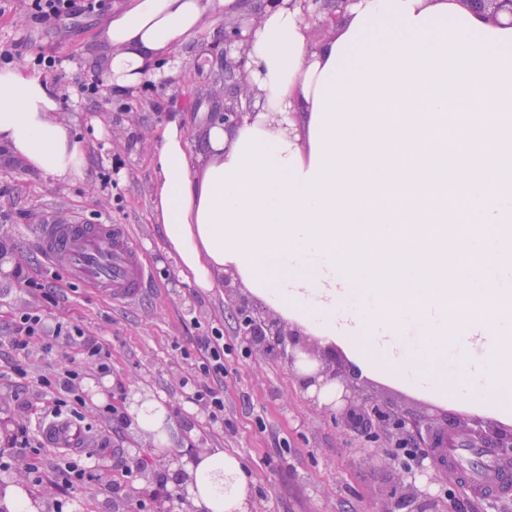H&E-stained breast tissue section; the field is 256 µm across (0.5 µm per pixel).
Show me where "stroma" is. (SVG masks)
<instances>
[{
	"mask_svg": "<svg viewBox=\"0 0 512 512\" xmlns=\"http://www.w3.org/2000/svg\"><path fill=\"white\" fill-rule=\"evenodd\" d=\"M104 21L100 14L38 25L28 20L20 0H0V43L16 44L14 66L29 73L37 54L59 56L61 66L42 72V79L73 97L80 86L95 83L108 101L102 109L87 100L60 114L89 146L83 176L47 179L0 155V266H14L8 273L0 269V340L11 336L16 316L38 310L46 331L59 323L76 325L112 352L110 373L85 371L81 382L80 452L96 460L98 479L76 490L69 512H155L142 492L145 480L114 468L116 450L145 459L156 483L183 493L187 485L174 481L169 456L191 458L211 448L233 453L249 469L252 512H383L408 466L439 512H512V497H476L445 476L433 458L416 460L413 449L391 461L387 438L366 442L312 401L283 360L248 350L236 334L225 292L204 294L178 277L173 259L160 248L151 212L152 153L172 112L182 113L192 135L199 113L223 112L224 97L210 80L224 65V18L213 17L211 26L187 38L167 77L145 80L126 94L112 92L95 63ZM104 218L129 226L139 259L151 272L140 302L109 303L95 288L64 274L57 275L55 299L28 290L24 276L56 274L41 255L37 225ZM217 333L225 345L220 423L197 399L204 382L197 340ZM22 365L28 377L21 381L8 354H0V431L10 432L23 421L38 434L46 420L34 379L64 367L83 369L84 363L77 349L59 338L51 354L33 349ZM364 386L410 412L427 413L440 404L385 376L365 378ZM137 393L163 398L175 426L170 447H154L128 427L113 432L105 423L106 405L126 410ZM10 484L20 486L39 512H50V496L35 483L26 460L0 466V490Z\"/></svg>",
	"mask_w": 512,
	"mask_h": 512,
	"instance_id": "stroma-1",
	"label": "stroma"
}]
</instances>
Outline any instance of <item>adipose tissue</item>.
I'll return each mask as SVG.
<instances>
[{"label":"adipose tissue","instance_id":"obj_1","mask_svg":"<svg viewBox=\"0 0 512 512\" xmlns=\"http://www.w3.org/2000/svg\"><path fill=\"white\" fill-rule=\"evenodd\" d=\"M239 6L238 0H128L111 13L102 33L105 50L100 63L109 85L124 93L144 79L158 78L155 60L170 56L185 39L202 31L209 15ZM463 19L478 24L480 33L496 42L512 43V26L495 25L463 7L459 0H356L347 18L318 46H311L296 13L280 8L266 13L248 46L256 67L255 80L263 111L232 129L205 122L196 142H189L181 114L166 123L152 156L155 173L152 214L161 226L165 252L174 258L177 273L190 285L211 291L224 285L225 273L246 283L234 259L211 254L203 232L204 188L207 177L219 167L230 166L241 134L261 132L277 143L276 163L298 155L299 171L315 165V104L324 78L354 54L356 44L370 37L380 24L391 30L407 26L430 33L438 20ZM487 90L468 91L475 107H447L445 99L423 91L421 106L412 113L434 123V133L423 135V147L440 142L462 153L469 124L491 128L499 120L512 119L511 110H498L487 100ZM399 94L379 99L378 109L391 122L406 119L410 111L399 106ZM58 92L42 77L17 69L0 71V145L6 146L22 168L46 178L67 179L83 175L87 165L85 142L72 132L69 122L56 118ZM451 125H443V118ZM339 253V241L327 239L321 255L304 254L295 246L279 256L266 250V267H278L277 282L263 286L259 301L283 320L296 325L320 344H346L361 375L382 369L406 386L426 389L467 406L480 416L503 417L512 424V399L506 388L488 389L486 376L460 382L459 345L446 356L428 359L419 344V326L411 324L402 338H395L388 323L413 307L419 319L437 318L450 323L455 316L472 313L488 321L502 318L512 335V301L495 296L455 298L448 304H430L422 298L383 299L361 297L358 287L334 273L328 259ZM381 312L385 326L373 338L363 336L355 313L359 307ZM132 429L151 438L155 447L169 446L172 423L160 399L133 396L129 405ZM186 483L195 512H250L248 476L239 458L221 448L198 454L186 467Z\"/></svg>","mask_w":512,"mask_h":512}]
</instances>
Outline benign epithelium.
Returning a JSON list of instances; mask_svg holds the SVG:
<instances>
[{"label": "benign epithelium", "mask_w": 512, "mask_h": 512, "mask_svg": "<svg viewBox=\"0 0 512 512\" xmlns=\"http://www.w3.org/2000/svg\"><path fill=\"white\" fill-rule=\"evenodd\" d=\"M356 0H262L256 8L224 20V124L232 126L247 116L255 117L258 90L254 81V66L247 53L249 36L245 32L256 28L268 10L286 7L298 12L307 36L328 34L344 19ZM473 12L485 13L497 22L508 19L512 25V0H463ZM234 319L238 335L246 346L263 354L285 360L295 373L301 388L336 385L335 398L323 405L332 415L340 416L348 426L363 430L370 439L385 431L393 439L392 448H416L418 443L432 447V437L442 435L449 440L474 439L486 448H496L503 455L512 454V429L499 432L483 420L459 415L429 416L405 413L389 402L365 394L358 385V374L352 365L332 346L319 347L298 329L280 317L254 305L249 296L234 301ZM397 506L407 507L422 491L412 483L398 482ZM157 512H183L185 499L159 485L151 491Z\"/></svg>", "instance_id": "obj_1"}]
</instances>
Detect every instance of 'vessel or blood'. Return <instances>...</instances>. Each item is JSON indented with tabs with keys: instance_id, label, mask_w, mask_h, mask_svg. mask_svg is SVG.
Masks as SVG:
<instances>
[{
	"instance_id": "obj_1",
	"label": "vessel or blood",
	"mask_w": 512,
	"mask_h": 512,
	"mask_svg": "<svg viewBox=\"0 0 512 512\" xmlns=\"http://www.w3.org/2000/svg\"><path fill=\"white\" fill-rule=\"evenodd\" d=\"M39 237L44 255L63 267L70 278L99 289L117 303L135 301L150 278L130 245L126 225L101 221L85 224H43ZM449 477L480 496H512V468L475 443L440 449Z\"/></svg>"
}]
</instances>
